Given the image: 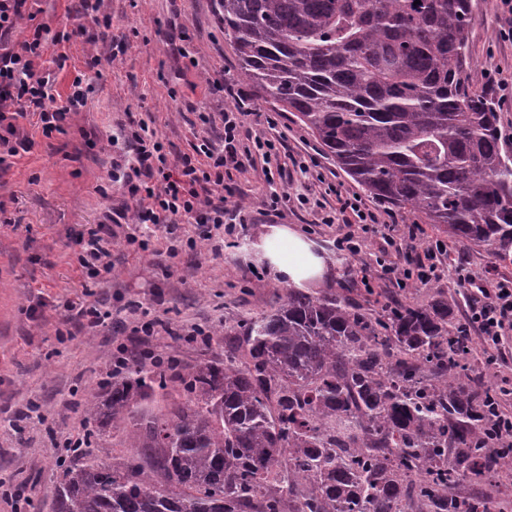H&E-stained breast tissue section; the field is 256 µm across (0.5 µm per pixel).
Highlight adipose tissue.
<instances>
[{"mask_svg": "<svg viewBox=\"0 0 512 512\" xmlns=\"http://www.w3.org/2000/svg\"><path fill=\"white\" fill-rule=\"evenodd\" d=\"M258 250L272 275L294 288H304L328 274L326 263L313 243L288 227H270Z\"/></svg>", "mask_w": 512, "mask_h": 512, "instance_id": "obj_1", "label": "adipose tissue"}]
</instances>
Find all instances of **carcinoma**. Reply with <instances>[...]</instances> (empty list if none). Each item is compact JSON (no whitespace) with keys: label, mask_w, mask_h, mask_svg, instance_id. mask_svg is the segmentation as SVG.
<instances>
[{"label":"carcinoma","mask_w":512,"mask_h":512,"mask_svg":"<svg viewBox=\"0 0 512 512\" xmlns=\"http://www.w3.org/2000/svg\"><path fill=\"white\" fill-rule=\"evenodd\" d=\"M261 96L371 196L512 263V152L465 84L471 0H220ZM455 300L372 315L286 290L224 330V359L134 363L83 411L95 431L50 490L54 512H492L466 491L512 470L500 388L470 366ZM177 384L182 400L107 428Z\"/></svg>","instance_id":"cac0c4a2"}]
</instances>
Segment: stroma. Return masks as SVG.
Wrapping results in <instances>:
<instances>
[{"instance_id":"1","label":"stroma","mask_w":512,"mask_h":512,"mask_svg":"<svg viewBox=\"0 0 512 512\" xmlns=\"http://www.w3.org/2000/svg\"><path fill=\"white\" fill-rule=\"evenodd\" d=\"M34 21H21L13 45L30 36L31 23L45 25L56 45L38 61L55 78L53 93L64 102L75 77L91 84L88 104L73 114L62 134L43 136L34 120L25 126L35 145L0 170V512H12L7 495L39 490L37 512H53L43 491L57 480V457L66 435L86 431L84 395L100 392L117 350L149 351L192 367L220 357L228 343L226 326L276 306L286 291L259 261L254 246L267 226L284 224L313 241L325 255L330 274L313 284L316 292L337 293L363 308L379 303H423L435 293L454 297L457 319H464L468 292L457 266L479 273L495 268L488 253L464 247L423 224L421 216L365 195L328 155L320 142L278 105L264 100L242 80L238 57L219 14V0H102L97 19L82 15L78 0H29ZM467 31L469 89L490 94L499 116L504 145L512 149V99L491 93L490 77L512 82V15L500 0H472ZM124 49L115 54L112 43ZM101 59L97 70L86 60ZM227 77L284 132L290 163L283 179L267 184L253 170L236 171L230 185L241 203L243 222L233 235L190 247L191 224H155L147 249L127 245L125 228L112 240V271L101 282H86L77 269L79 231L104 223L109 212L135 207L129 192L125 131L139 120L152 121L172 156L191 153L203 134L199 113L220 112L224 96L208 81ZM311 161L300 173L297 160ZM330 208L340 199L362 197L379 223L423 224L398 261L416 268L425 249L443 244L452 257L442 280L401 286L379 266L385 243L376 230L364 233L359 257L336 247V226L322 223L312 200L325 187ZM293 199L280 215L263 214L271 193ZM307 194L308 203L295 201ZM178 252L169 256L170 238ZM104 301L122 311L120 318L93 331L73 328L64 303L76 296ZM157 321V336L141 332L144 319ZM209 330L210 340L190 337L192 327ZM40 405V418L13 428L28 401Z\"/></svg>"}]
</instances>
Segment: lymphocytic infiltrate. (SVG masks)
I'll return each instance as SVG.
<instances>
[{
	"label": "lymphocytic infiltrate",
	"mask_w": 512,
	"mask_h": 512,
	"mask_svg": "<svg viewBox=\"0 0 512 512\" xmlns=\"http://www.w3.org/2000/svg\"><path fill=\"white\" fill-rule=\"evenodd\" d=\"M28 0H0V169L9 168L11 157L29 152L34 140L23 121L36 117L44 136L64 132L72 112L87 104L81 80H74L64 102L52 93V79L36 68L46 41L43 26H35L21 48L10 45V37L24 19ZM246 98L237 97L220 115L199 113L205 128L220 125L218 137H202L194 156L170 162L164 145L153 128L139 122L129 138L131 170L138 180L140 197L132 213L118 211V218L138 224L193 222L198 238L208 241L225 225L235 224L240 204H229L224 194V175L229 170L251 168L259 176L272 178L282 170V136L269 137L252 132L247 118L253 115ZM82 250L78 257L81 272L100 274L112 267V227L101 224L78 238ZM469 300L467 321L481 336L476 355L493 359L512 335V279L493 271L476 276L465 273Z\"/></svg>",
	"instance_id": "lymphocytic-infiltrate-1"
}]
</instances>
